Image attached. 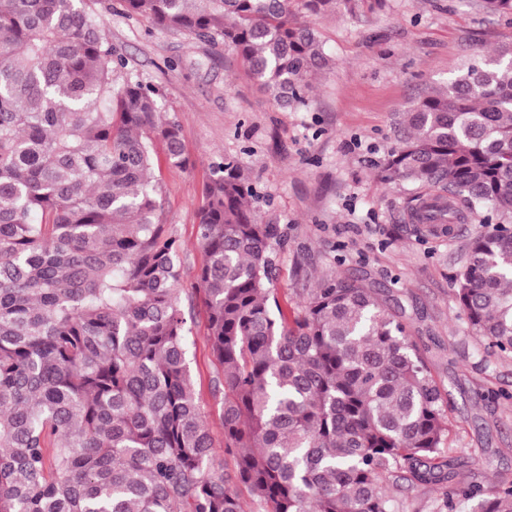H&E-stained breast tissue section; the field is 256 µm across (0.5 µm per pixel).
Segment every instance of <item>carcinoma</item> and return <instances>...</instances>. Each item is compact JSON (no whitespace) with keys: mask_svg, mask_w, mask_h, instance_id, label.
Segmentation results:
<instances>
[{"mask_svg":"<svg viewBox=\"0 0 512 512\" xmlns=\"http://www.w3.org/2000/svg\"><path fill=\"white\" fill-rule=\"evenodd\" d=\"M122 13L232 50L283 108L330 57L300 11L336 0H118ZM512 14V0H479ZM86 0H0V512H512V482L460 476L447 402L385 290L330 273L284 310L283 234L255 218L238 162L202 189L193 291L224 392V454L188 365L181 244L159 221L157 147L189 156L158 90ZM380 165L421 189L433 232L474 216L455 301L512 353V42L419 96ZM243 487L249 502L237 491ZM403 512H430L431 502L435 496L431 487H419L413 491H399Z\"/></svg>","mask_w":512,"mask_h":512,"instance_id":"cac0c4a2","label":"carcinoma"}]
</instances>
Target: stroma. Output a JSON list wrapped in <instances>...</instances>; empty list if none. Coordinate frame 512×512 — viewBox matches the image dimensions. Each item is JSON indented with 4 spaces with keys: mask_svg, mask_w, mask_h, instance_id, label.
<instances>
[{
    "mask_svg": "<svg viewBox=\"0 0 512 512\" xmlns=\"http://www.w3.org/2000/svg\"><path fill=\"white\" fill-rule=\"evenodd\" d=\"M127 66L119 79L156 87L177 119L187 167L157 157L162 210L182 244L181 286L190 317L189 366L201 395L215 456L225 471L222 404L213 395L217 366L206 341L207 316L192 292L203 256L197 212L211 162L237 160L262 201L259 219L279 225L274 287L281 302L307 294L326 273L387 286L412 321L448 400V446L462 471L483 487L512 478V356L491 352L469 329L454 299L477 223L453 237L411 217L413 186L382 181L377 164L402 132L412 101L444 86L454 69L512 42V15L481 11L476 0H384L356 12L310 18L332 70L312 79L308 108L292 111L260 88L230 50L161 30L139 16L103 12Z\"/></svg>",
    "mask_w": 512,
    "mask_h": 512,
    "instance_id": "obj_1",
    "label": "stroma"
}]
</instances>
